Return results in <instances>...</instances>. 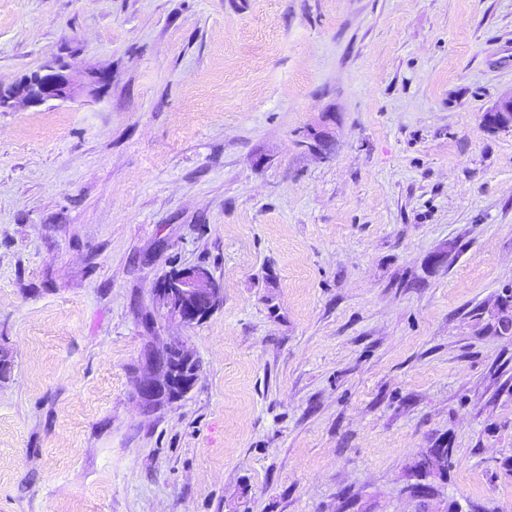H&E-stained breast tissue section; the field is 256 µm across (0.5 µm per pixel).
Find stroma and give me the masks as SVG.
<instances>
[{"instance_id": "stroma-1", "label": "stroma", "mask_w": 512, "mask_h": 512, "mask_svg": "<svg viewBox=\"0 0 512 512\" xmlns=\"http://www.w3.org/2000/svg\"><path fill=\"white\" fill-rule=\"evenodd\" d=\"M58 58L0 112V512H512V0H0V85ZM6 89H10L3 92ZM0 86V111L12 109L20 100L28 106L73 98L74 90L66 66L59 61L43 66L8 88ZM220 289L208 269L194 266L164 277L156 295L171 320L191 326L214 311ZM171 351L183 352L181 349H166L148 352L144 358L146 372L140 379L137 395L145 410L154 409L159 399L187 394L198 379V368L191 375H180L170 368ZM446 460V448H428L427 451L422 454L414 464L415 470L422 474L431 473L428 476V480L434 483L436 479H444V472L440 475L437 473L438 469L435 467V462L444 464Z\"/></svg>"}]
</instances>
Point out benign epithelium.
I'll use <instances>...</instances> for the list:
<instances>
[{
  "instance_id": "1",
  "label": "benign epithelium",
  "mask_w": 512,
  "mask_h": 512,
  "mask_svg": "<svg viewBox=\"0 0 512 512\" xmlns=\"http://www.w3.org/2000/svg\"><path fill=\"white\" fill-rule=\"evenodd\" d=\"M74 90L66 66L60 62L43 66L6 91L0 86V111L14 107L20 100L29 106H40L50 101H66L73 98ZM484 121H495L500 125H512V94L501 99ZM156 295L166 315L184 325L191 326L202 321L216 308L220 288L210 271L201 266L184 268L167 275L158 284ZM149 352L144 358L146 372L140 379L137 395L142 407L154 408V404L165 397L187 394L195 385L198 373L180 375L170 368L169 354ZM446 449L429 448L414 464L415 470L428 475L429 482L444 479L437 473L435 463H444Z\"/></svg>"
}]
</instances>
